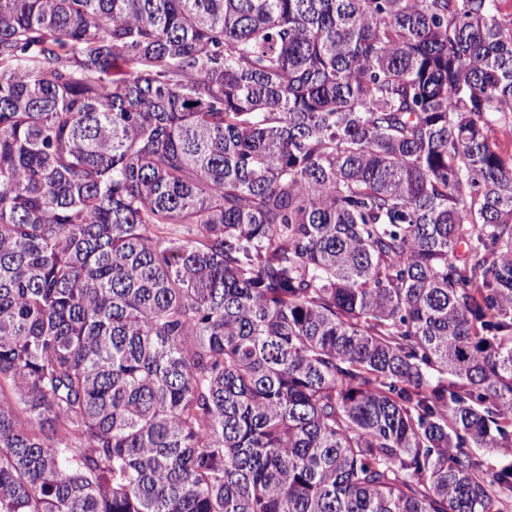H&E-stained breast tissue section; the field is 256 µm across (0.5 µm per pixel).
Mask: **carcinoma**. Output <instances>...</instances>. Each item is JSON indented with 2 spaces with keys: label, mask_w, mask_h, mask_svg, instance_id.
<instances>
[{
  "label": "carcinoma",
  "mask_w": 512,
  "mask_h": 512,
  "mask_svg": "<svg viewBox=\"0 0 512 512\" xmlns=\"http://www.w3.org/2000/svg\"><path fill=\"white\" fill-rule=\"evenodd\" d=\"M502 0H0V512H507Z\"/></svg>",
  "instance_id": "1"
}]
</instances>
